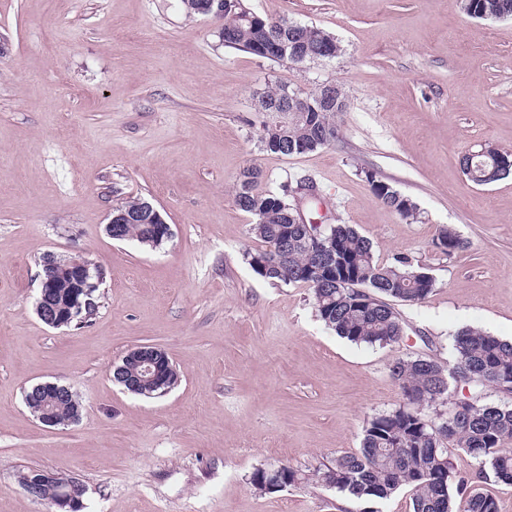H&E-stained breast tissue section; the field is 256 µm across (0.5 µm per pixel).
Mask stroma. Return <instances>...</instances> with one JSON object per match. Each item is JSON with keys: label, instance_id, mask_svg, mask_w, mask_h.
<instances>
[{"label": "stroma", "instance_id": "35a3bbf8", "mask_svg": "<svg viewBox=\"0 0 512 512\" xmlns=\"http://www.w3.org/2000/svg\"><path fill=\"white\" fill-rule=\"evenodd\" d=\"M256 13L313 25L340 46L300 64L225 47L214 17L180 0H0V512H50L19 476L62 470L87 487L85 512H412L298 483L268 493L257 469L312 470L354 452L376 414L398 407L401 355L446 364L472 326L512 341V175L479 186L463 156L512 152V19L470 17L462 0H248ZM337 84L335 144L264 151L259 99L278 85ZM262 189L312 179L307 221L350 224L380 262L414 256L435 280L394 347L355 344L317 316L309 288L274 284L246 260L259 241L235 203L241 172ZM376 176L416 203L384 206ZM150 202L172 229L151 249L115 241L109 212ZM470 242L432 246L441 227ZM82 255L104 273L80 329L37 316L39 259ZM164 349L180 381L144 398L112 380L137 345ZM70 385L77 422L43 426L25 388ZM452 462L512 512V485Z\"/></svg>", "mask_w": 512, "mask_h": 512}]
</instances>
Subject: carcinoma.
Instances as JSON below:
<instances>
[{
	"label": "carcinoma",
	"mask_w": 512,
	"mask_h": 512,
	"mask_svg": "<svg viewBox=\"0 0 512 512\" xmlns=\"http://www.w3.org/2000/svg\"><path fill=\"white\" fill-rule=\"evenodd\" d=\"M482 20L512 16V0H478ZM219 36L224 46L269 60H282L276 45L291 39L293 23L285 18L272 20L247 7L245 0L224 4ZM305 59L319 53L315 33H300L297 44ZM312 104L301 120L286 125L261 122L263 149L283 154V143L302 155L330 146L338 139L336 110L318 106V92L299 93ZM331 138H325V133ZM486 157L475 156L467 178L485 184ZM261 171L243 170L235 192L237 206L253 218L251 234L265 247L247 253L249 265L272 282L298 283L312 293L319 318L337 335L356 344L395 346L403 337L404 321L393 302L422 303L435 286L432 276L408 255H398L389 263L374 257L371 242L349 224H329L320 228L321 241L333 247L334 258L317 276L312 268L321 263L320 254L309 241L308 224L295 223L294 204L284 193L296 195L305 181L296 182L283 194L258 188ZM375 197L404 218L416 213L417 205L389 183L367 176ZM119 208L142 213L138 224H117L121 240L158 248L167 241L162 225L150 219V211L140 199L128 200ZM432 245L451 256L470 247V242L454 229L439 230ZM97 280L82 314L66 318V328L90 324L100 307ZM59 311L69 308L79 292L70 276L61 275L47 285ZM452 366L422 357L398 356L389 367L391 378L402 392L403 402L395 409L373 417L361 447L355 452H340L314 473L315 484L334 490L356 501H386L403 486L411 488L413 512H497L495 500L480 492L467 491L463 476L453 472L447 445L461 448L480 467L489 468L494 477L512 485V404L483 403L475 389L493 387L512 393V342L475 328L458 331L452 343ZM470 389V397L453 399L449 380ZM46 388L33 386L25 394L31 411L39 416L45 409ZM79 400L70 388L60 387L53 404V415L61 425L79 417ZM437 421L429 423L426 411Z\"/></svg>",
	"instance_id": "obj_1"
}]
</instances>
